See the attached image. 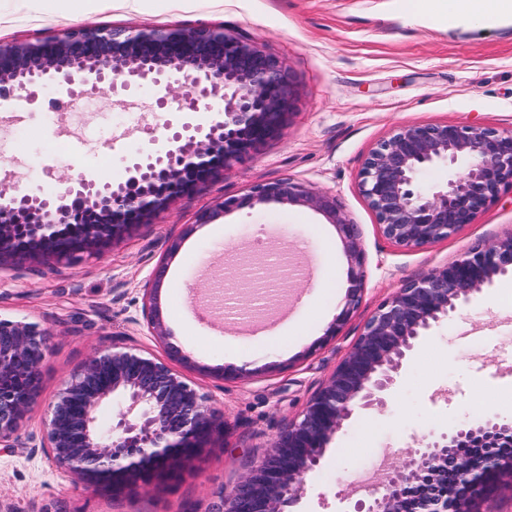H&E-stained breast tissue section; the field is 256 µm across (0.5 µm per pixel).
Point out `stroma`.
<instances>
[{"instance_id": "obj_1", "label": "stroma", "mask_w": 512, "mask_h": 512, "mask_svg": "<svg viewBox=\"0 0 512 512\" xmlns=\"http://www.w3.org/2000/svg\"><path fill=\"white\" fill-rule=\"evenodd\" d=\"M437 0H98L81 14L73 0H0V40L49 36L84 25L115 27L221 25L286 63L297 99L278 138L224 174L177 198L104 255L0 267V318L36 323L53 333L40 397L23 435L41 440L48 406L94 352L118 345L165 359L143 325L141 287L159 265L169 269L161 303L174 341L190 354L188 382L221 412L216 433L183 470L180 483H158L126 497L77 485L38 448L0 447V512H210L215 494L231 490L267 454L272 438L305 407L352 348L365 320L407 277L442 266L478 244L512 236V187L448 241L408 250L383 239L358 190L362 163L379 140L404 124L473 123L512 132V18L490 27L438 21ZM48 103L18 100L0 109V182L26 176L51 188L66 168L121 184L135 158L161 149L185 126L206 125L207 112H181L174 102L131 87L112 100L88 95L51 120ZM69 155L58 159L57 144ZM109 155L106 168L87 164ZM292 178L336 195L357 224L366 252L364 299L338 336L324 333L341 311L348 263L333 225L316 211L276 202L227 213L212 224L200 212L256 183ZM179 241L170 252L171 241ZM223 274L244 261L287 249L313 266V287L283 283L288 319L269 311L218 328L194 309L211 278L215 250ZM227 366L248 377L221 378ZM512 419V277L497 280L432 336L404 366L382 413H361L337 434L307 478L300 512H350L339 498L355 474L395 458L415 438L483 416Z\"/></svg>"}]
</instances>
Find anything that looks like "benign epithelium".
<instances>
[{
  "label": "benign epithelium",
  "instance_id": "1",
  "mask_svg": "<svg viewBox=\"0 0 512 512\" xmlns=\"http://www.w3.org/2000/svg\"><path fill=\"white\" fill-rule=\"evenodd\" d=\"M149 82L182 112L212 113L208 128L175 135L167 149L130 167L126 183L88 178L70 170L51 192L32 189L18 177L0 186V266L15 259L57 262L101 254L136 227L165 211L178 197L224 173L258 145L279 136L296 100L283 62L233 35L224 26L184 28L85 25L35 40L0 42V107L16 92L33 104L52 86L74 101L84 94L107 99L115 81ZM448 167L442 186L423 181L426 170ZM512 185V133L477 124L405 125L364 159L358 187L383 238L404 249H428L447 241ZM270 202L309 207L336 228L348 261L343 306L325 336L338 335L365 294V253L357 225L336 196L288 179L259 182L243 197H226L200 213L199 224ZM78 230L82 244L66 241ZM165 267L143 285L150 336H164L159 291ZM512 275V237L476 245L456 260L403 280L364 323L353 347L330 377L288 421L263 461L229 492H217L209 512H296L306 476L345 422L359 411H383L416 344L457 310ZM235 316H256V293L225 286ZM52 333L37 324L0 319V447L24 448L21 430L38 394L39 375ZM28 381L21 392L8 384ZM116 395L123 404L112 426L100 424L103 407ZM80 399L83 413H72ZM223 415L181 373L155 356L112 347L73 372L50 406L40 448L86 488L123 479L132 493L157 479L150 467L189 462L178 453L187 439L197 444L223 429ZM512 421L488 416L447 432L421 436L416 446L381 470L362 490L358 512H468L512 474Z\"/></svg>",
  "mask_w": 512,
  "mask_h": 512
}]
</instances>
